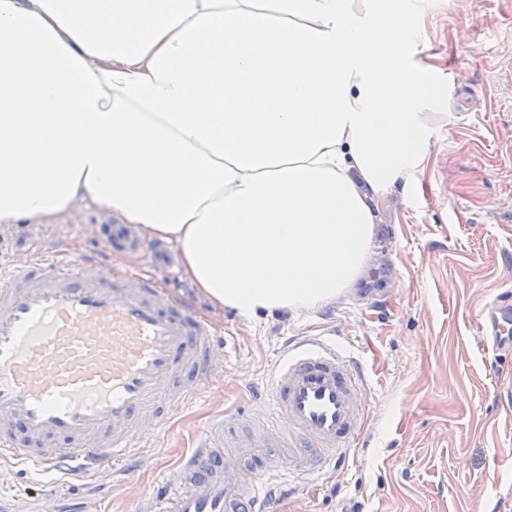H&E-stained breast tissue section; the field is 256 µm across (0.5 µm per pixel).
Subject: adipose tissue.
I'll list each match as a JSON object with an SVG mask.
<instances>
[{
	"instance_id": "adipose-tissue-1",
	"label": "adipose tissue",
	"mask_w": 512,
	"mask_h": 512,
	"mask_svg": "<svg viewBox=\"0 0 512 512\" xmlns=\"http://www.w3.org/2000/svg\"><path fill=\"white\" fill-rule=\"evenodd\" d=\"M425 49L400 0H0V224L85 204L242 319L320 307L429 162Z\"/></svg>"
}]
</instances>
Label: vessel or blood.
<instances>
[{"instance_id":"obj_1","label":"vessel or blood","mask_w":512,"mask_h":512,"mask_svg":"<svg viewBox=\"0 0 512 512\" xmlns=\"http://www.w3.org/2000/svg\"><path fill=\"white\" fill-rule=\"evenodd\" d=\"M96 256L49 247L0 267V459L76 480L133 459L215 375V327L174 304L150 272L113 271V252L163 260V245L118 224ZM482 339H512V304L481 312ZM364 368L308 337L284 345L254 397L267 419L231 421L196 446L137 512H274L279 489L308 488L362 437Z\"/></svg>"}]
</instances>
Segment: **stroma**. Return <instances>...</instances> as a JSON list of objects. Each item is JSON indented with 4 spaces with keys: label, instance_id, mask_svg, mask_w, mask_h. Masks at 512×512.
<instances>
[{
    "label": "stroma",
    "instance_id": "1",
    "mask_svg": "<svg viewBox=\"0 0 512 512\" xmlns=\"http://www.w3.org/2000/svg\"><path fill=\"white\" fill-rule=\"evenodd\" d=\"M430 94L438 101L430 162L380 214L366 275L314 310L248 321L211 304L183 274L160 285L229 339L207 388L138 449L121 478L70 488L88 512H132L188 452L192 437L234 414L257 422L253 389L282 343L333 340L364 366L361 442L318 486L284 493L277 512H512V348L488 352L479 311L512 291V0H425ZM107 216L81 206L57 224H0V263L61 242L75 256L100 249ZM5 512L59 487L0 460Z\"/></svg>",
    "mask_w": 512,
    "mask_h": 512
}]
</instances>
